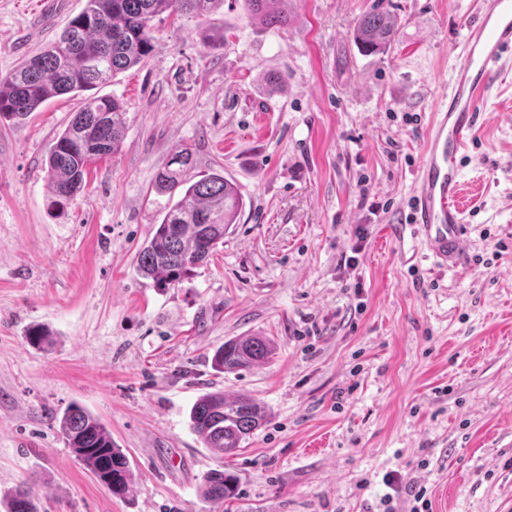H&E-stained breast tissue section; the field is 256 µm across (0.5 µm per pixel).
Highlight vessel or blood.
Segmentation results:
<instances>
[{"label": "vessel or blood", "instance_id": "1", "mask_svg": "<svg viewBox=\"0 0 512 512\" xmlns=\"http://www.w3.org/2000/svg\"><path fill=\"white\" fill-rule=\"evenodd\" d=\"M463 62L435 113L418 171L412 222L435 262L445 268L466 255L468 206L458 165L480 123V102L512 64V0H482L468 28Z\"/></svg>", "mask_w": 512, "mask_h": 512}]
</instances>
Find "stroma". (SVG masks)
Returning a JSON list of instances; mask_svg holds the SVG:
<instances>
[{
	"label": "stroma",
	"instance_id": "stroma-1",
	"mask_svg": "<svg viewBox=\"0 0 512 512\" xmlns=\"http://www.w3.org/2000/svg\"><path fill=\"white\" fill-rule=\"evenodd\" d=\"M374 3L293 0L278 27L224 0L158 22L147 63L95 90L127 110L120 150L61 209L43 164L82 97L0 121V497L23 484L39 512H385L395 474L432 512H512V69L460 161L468 260L439 269L411 207L479 0H389L395 42L365 55L352 34ZM84 4L0 0V73ZM211 29L224 39L208 46ZM181 149L191 179L224 174L246 206L192 277L158 288L135 254ZM242 336L271 339L270 361L216 372ZM216 390L269 411L224 459L188 419ZM74 402L126 453L127 496L63 441L55 418ZM220 467L238 488L216 506L199 486Z\"/></svg>",
	"mask_w": 512,
	"mask_h": 512
}]
</instances>
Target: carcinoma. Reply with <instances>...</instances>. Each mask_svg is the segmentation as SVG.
Masks as SVG:
<instances>
[{"instance_id":"1","label":"carcinoma","mask_w":512,"mask_h":512,"mask_svg":"<svg viewBox=\"0 0 512 512\" xmlns=\"http://www.w3.org/2000/svg\"><path fill=\"white\" fill-rule=\"evenodd\" d=\"M249 14L269 25L286 26L292 12L288 0H244ZM224 0H86L82 11L59 37L35 51L20 65L0 75V118L20 122L48 100L81 93L109 83L118 73L145 62L154 47L153 21L166 14L210 16ZM378 6L355 27V40L367 53L389 48L395 41L398 17ZM126 127L123 103L114 97L84 99L81 109L57 133L44 165L52 204L64 205L83 188L87 165L101 155L116 153ZM193 157L186 150L172 154L154 180L161 195L177 197L136 254L137 269L159 288H170L190 277L207 260L245 207L240 190L221 174L196 182L187 178ZM263 336L224 342L212 357L220 373L255 366L274 354ZM267 417L265 405L247 396L214 391L199 396L189 411V424L205 447L217 455L235 454ZM59 432L77 457L114 495L132 486L129 461L112 434L77 403L56 418ZM201 496L222 504L236 495L235 477L221 469L203 476ZM0 512H38L25 485L0 499Z\"/></svg>"}]
</instances>
